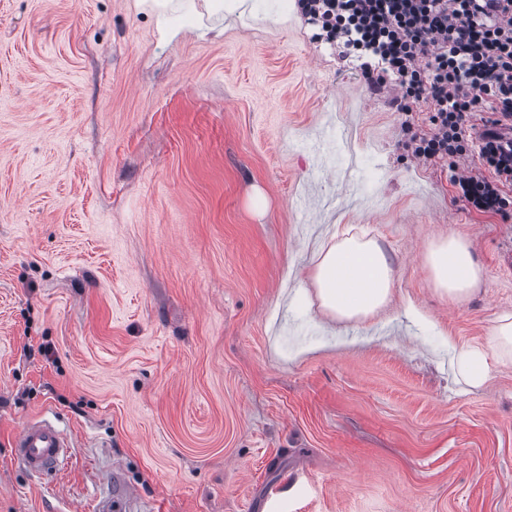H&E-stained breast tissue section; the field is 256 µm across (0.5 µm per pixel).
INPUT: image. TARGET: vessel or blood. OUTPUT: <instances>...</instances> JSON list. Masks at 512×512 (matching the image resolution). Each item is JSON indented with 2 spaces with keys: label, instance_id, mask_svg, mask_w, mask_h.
I'll list each match as a JSON object with an SVG mask.
<instances>
[{
  "label": "vessel or blood",
  "instance_id": "1",
  "mask_svg": "<svg viewBox=\"0 0 512 512\" xmlns=\"http://www.w3.org/2000/svg\"><path fill=\"white\" fill-rule=\"evenodd\" d=\"M12 448L27 468L39 473L63 469L73 455L67 436L47 420L25 424L15 436Z\"/></svg>",
  "mask_w": 512,
  "mask_h": 512
}]
</instances>
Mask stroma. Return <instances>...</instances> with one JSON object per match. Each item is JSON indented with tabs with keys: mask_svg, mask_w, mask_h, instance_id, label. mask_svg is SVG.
Wrapping results in <instances>:
<instances>
[{
	"mask_svg": "<svg viewBox=\"0 0 512 512\" xmlns=\"http://www.w3.org/2000/svg\"><path fill=\"white\" fill-rule=\"evenodd\" d=\"M292 2L174 0L163 39L137 0H0V512H512V364L448 356L512 314V207L457 200L405 147L426 106ZM342 231L395 271L363 321L311 281ZM51 415L74 456L37 475L11 441ZM425 264L433 290L452 303H462L470 298L484 276L469 247L453 235L429 244ZM449 348L452 350L450 363L453 371L466 386L479 387L489 379L490 356L485 348H456L451 345Z\"/></svg>",
	"mask_w": 512,
	"mask_h": 512,
	"instance_id": "1",
	"label": "stroma"
}]
</instances>
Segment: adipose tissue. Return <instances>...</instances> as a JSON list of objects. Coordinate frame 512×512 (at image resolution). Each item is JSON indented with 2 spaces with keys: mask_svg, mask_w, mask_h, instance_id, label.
Wrapping results in <instances>:
<instances>
[{
  "mask_svg": "<svg viewBox=\"0 0 512 512\" xmlns=\"http://www.w3.org/2000/svg\"><path fill=\"white\" fill-rule=\"evenodd\" d=\"M425 264L433 290L452 303L470 298L484 276L469 247L452 235L429 244ZM312 279L326 311L341 320L357 321L388 303L394 272L373 240L343 236L322 254ZM495 360L512 361L511 315L503 316L495 325L488 348L453 349L451 366L465 385L478 387L489 379Z\"/></svg>",
  "mask_w": 512,
  "mask_h": 512,
  "instance_id": "1",
  "label": "adipose tissue"
}]
</instances>
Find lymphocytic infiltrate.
<instances>
[{
	"instance_id": "lymphocytic-infiltrate-1",
	"label": "lymphocytic infiltrate",
	"mask_w": 512,
	"mask_h": 512,
	"mask_svg": "<svg viewBox=\"0 0 512 512\" xmlns=\"http://www.w3.org/2000/svg\"><path fill=\"white\" fill-rule=\"evenodd\" d=\"M321 37L362 55L368 85L393 78L396 108L426 103L430 131L412 132L414 158L481 166L451 177L457 198L480 213L512 206V0H298ZM491 113L483 128L471 119Z\"/></svg>"
}]
</instances>
